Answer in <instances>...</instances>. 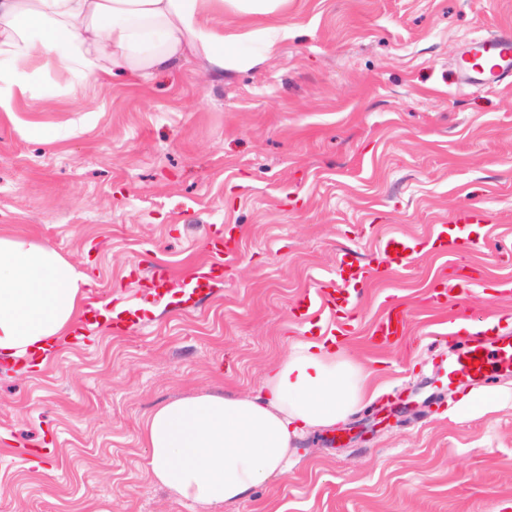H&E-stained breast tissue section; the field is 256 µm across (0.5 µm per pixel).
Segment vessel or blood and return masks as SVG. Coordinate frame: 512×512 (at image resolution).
<instances>
[{
	"label": "vessel or blood",
	"instance_id": "vessel-or-blood-1",
	"mask_svg": "<svg viewBox=\"0 0 512 512\" xmlns=\"http://www.w3.org/2000/svg\"><path fill=\"white\" fill-rule=\"evenodd\" d=\"M459 80L467 85L495 88L512 80V30L503 28L496 33L466 42L460 54ZM485 221L483 206L467 207L456 217L454 225H437L424 240L393 235L381 241L370 263H361L349 249L336 256L335 274L318 287L302 293L292 307L293 316L309 326L308 336L314 339L335 337L338 314H353L367 278L375 272H402L410 268L423 250L439 255H461L482 244L479 233ZM207 263L184 280L181 303L196 302L209 296L223 281L224 268L237 257L238 241L232 227L211 236L205 246ZM171 271L164 265L154 266L141 277L140 296L131 302L109 304L101 295L90 297L84 308L83 328L92 331L100 323L110 324L113 331L129 333L140 330L148 319L147 307L164 302L169 293ZM469 285L465 282H439L427 291L428 307L453 308L459 320H471L470 308L463 299ZM410 312L400 303H391L376 317L370 331L372 340L389 345L409 333ZM455 349L446 365L449 383L486 379L488 363L512 367V331L500 329L496 335L484 331L453 333Z\"/></svg>",
	"mask_w": 512,
	"mask_h": 512
}]
</instances>
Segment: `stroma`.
Listing matches in <instances>:
<instances>
[{
  "label": "stroma",
  "instance_id": "stroma-1",
  "mask_svg": "<svg viewBox=\"0 0 512 512\" xmlns=\"http://www.w3.org/2000/svg\"><path fill=\"white\" fill-rule=\"evenodd\" d=\"M290 36L252 68L211 78L187 57L149 79L83 86L70 111L60 75L0 112V234L54 246L100 294L124 301L133 266L185 278L207 236L240 235L224 283L195 306L151 313L130 335L96 329L45 365L0 367V512H512V370L492 386L449 385V316L426 308L452 257L423 253L365 286L339 344L377 369V393L347 421L304 435L288 472L241 502L185 507L149 474L141 430L158 405L256 388L302 334L291 308L333 275L336 253L369 260L384 237L425 238L463 207L489 216L466 296L512 329V84L459 83L461 44L512 28V0H288L264 17L213 16L224 33L261 24ZM78 131L56 139L58 126ZM411 329L378 349L386 299ZM52 434L43 466L15 451Z\"/></svg>",
  "mask_w": 512,
  "mask_h": 512
}]
</instances>
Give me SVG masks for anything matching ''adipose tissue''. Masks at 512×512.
I'll list each match as a JSON object with an SVG mask.
<instances>
[{"mask_svg":"<svg viewBox=\"0 0 512 512\" xmlns=\"http://www.w3.org/2000/svg\"><path fill=\"white\" fill-rule=\"evenodd\" d=\"M288 0H0V112L31 92L37 71L66 79L81 111L76 79L116 71L149 76L194 55L215 74L245 70L287 40L282 25L224 34L214 15L230 9L271 15ZM87 275L52 245L0 234V352L22 356L59 339L78 321ZM374 369L334 342L291 340L288 354L252 393L188 395L156 407L142 442L151 476L179 502L219 507L242 500L288 471L296 439L353 414L372 392Z\"/></svg>","mask_w":512,"mask_h":512,"instance_id":"obj_1","label":"adipose tissue"}]
</instances>
